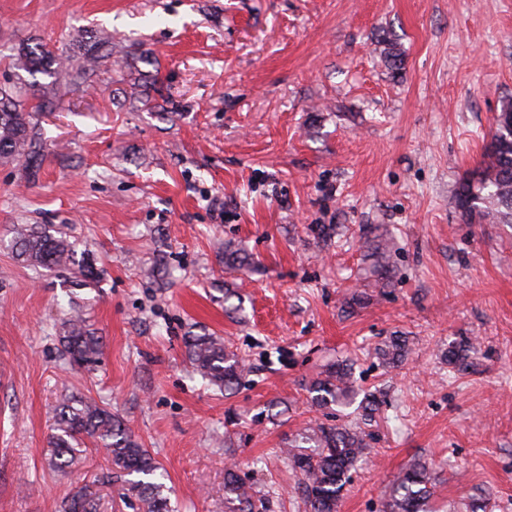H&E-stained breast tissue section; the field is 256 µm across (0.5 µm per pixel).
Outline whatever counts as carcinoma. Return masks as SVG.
<instances>
[{
  "label": "carcinoma",
  "instance_id": "obj_1",
  "mask_svg": "<svg viewBox=\"0 0 512 512\" xmlns=\"http://www.w3.org/2000/svg\"><path fill=\"white\" fill-rule=\"evenodd\" d=\"M104 45L101 39L87 41L75 58H63L54 47L43 43L26 46L20 48L15 65L32 76L46 75L70 91L86 90L104 64ZM56 108L55 98L40 94L32 85L22 86L9 78L0 82V159L22 158L28 176H36L43 157L38 117ZM495 124L479 166L459 183L455 204L470 222L491 217L499 224H512V131L508 130L512 126V103L502 107ZM14 248L16 259L34 268L76 266L86 278L96 275L90 257L76 260L72 243L62 231L30 225L18 233ZM365 248L368 286L383 291L391 285L394 272L391 239L381 232L369 231ZM251 263L248 253L224 246L225 268L232 270ZM60 342L71 367L86 368L99 362L102 337L80 312L65 321ZM185 348L194 371L212 386L231 391L244 377L245 360L219 336L208 332L188 335ZM410 351L408 337L393 335L375 348V355L382 365L396 368ZM474 351L471 338L462 337L448 345L444 358L452 367ZM308 393L314 405L328 410L358 402L360 422L319 423L288 441V460L299 477L310 512H339L343 491L369 448L372 434L365 427L375 420L383 400L372 392L355 389L351 366L343 362L328 367L314 379ZM89 443L105 452L115 477L125 478L121 499L126 507L134 512H173L153 454L123 420L93 398L63 397L55 407L54 433L48 440L51 465L60 471L75 467L87 454ZM133 474L140 479H129ZM435 488L432 467L414 460L397 476L383 512H435ZM264 507L263 500L255 497L236 467H227L225 512H260ZM63 512H97V503L85 490L78 489L65 501Z\"/></svg>",
  "mask_w": 512,
  "mask_h": 512
}]
</instances>
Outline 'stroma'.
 Masks as SVG:
<instances>
[{
    "mask_svg": "<svg viewBox=\"0 0 512 512\" xmlns=\"http://www.w3.org/2000/svg\"><path fill=\"white\" fill-rule=\"evenodd\" d=\"M94 26L112 38L97 85L39 79L61 104L39 117L37 179L0 159V512H59L81 486L98 512H127L100 454L49 466L53 409L72 394L123 417L175 512H224L231 464L268 512H309L284 450L324 422L306 388L347 357L385 402L340 512H382L419 458L438 512L472 497L512 512V224L454 203L512 100V0H0V81L19 46L68 54ZM30 224L66 232L95 279L18 263ZM378 227L396 242L390 291L344 312ZM228 243L255 266L225 272ZM71 300L103 338L89 369L59 341ZM202 331L245 359L237 389L193 373L184 338ZM394 334L411 354L386 369L373 348ZM462 336L477 349L448 367Z\"/></svg>",
    "mask_w": 512,
    "mask_h": 512,
    "instance_id": "stroma-1",
    "label": "stroma"
}]
</instances>
